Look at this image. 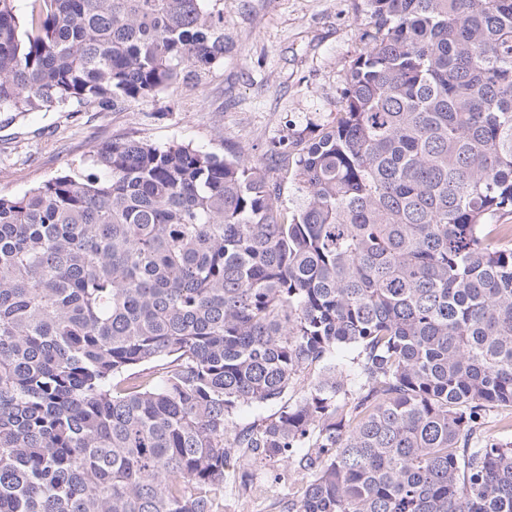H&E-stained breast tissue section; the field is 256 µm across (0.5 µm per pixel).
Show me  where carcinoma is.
Segmentation results:
<instances>
[{
  "label": "carcinoma",
  "instance_id": "carcinoma-1",
  "mask_svg": "<svg viewBox=\"0 0 512 512\" xmlns=\"http://www.w3.org/2000/svg\"><path fill=\"white\" fill-rule=\"evenodd\" d=\"M366 15L291 175L281 140H112L0 196V512H222L296 452L287 512H512V441L470 440L512 407V0ZM223 60L209 0H0V111H122Z\"/></svg>",
  "mask_w": 512,
  "mask_h": 512
}]
</instances>
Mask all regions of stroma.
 I'll return each instance as SVG.
<instances>
[{"instance_id": "1", "label": "stroma", "mask_w": 512, "mask_h": 512, "mask_svg": "<svg viewBox=\"0 0 512 512\" xmlns=\"http://www.w3.org/2000/svg\"><path fill=\"white\" fill-rule=\"evenodd\" d=\"M366 0H224L223 62L196 90L120 112H0V195L89 170L102 142L132 137L219 156H261L335 121L351 61L363 48ZM251 487L224 490L223 512H285L302 495L297 464L252 463Z\"/></svg>"}]
</instances>
